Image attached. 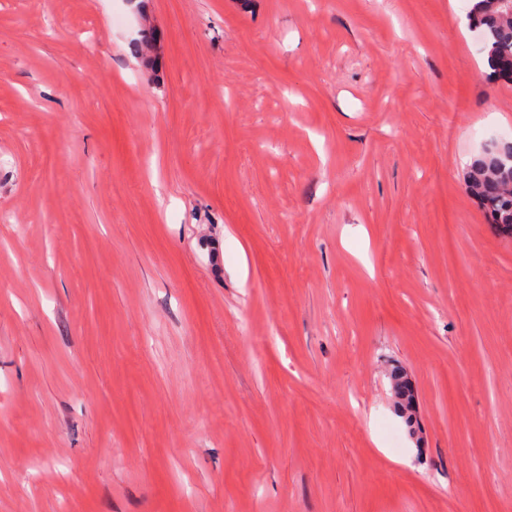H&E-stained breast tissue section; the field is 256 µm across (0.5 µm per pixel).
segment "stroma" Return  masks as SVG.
Segmentation results:
<instances>
[{
	"mask_svg": "<svg viewBox=\"0 0 512 512\" xmlns=\"http://www.w3.org/2000/svg\"><path fill=\"white\" fill-rule=\"evenodd\" d=\"M469 7L0 0V512H512Z\"/></svg>",
	"mask_w": 512,
	"mask_h": 512,
	"instance_id": "35a3bbf8",
	"label": "stroma"
}]
</instances>
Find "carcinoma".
I'll return each instance as SVG.
<instances>
[{
	"instance_id": "1",
	"label": "carcinoma",
	"mask_w": 512,
	"mask_h": 512,
	"mask_svg": "<svg viewBox=\"0 0 512 512\" xmlns=\"http://www.w3.org/2000/svg\"><path fill=\"white\" fill-rule=\"evenodd\" d=\"M469 27L479 32L482 50L490 59L492 72L485 74L491 80L505 78L509 73L507 57L512 56V10L501 0H477L468 11ZM512 160V143L498 145L491 153H484L473 160L466 173L467 186L494 223L512 235V183L496 174L499 162ZM402 400L397 409L409 427L415 431L411 390L402 389Z\"/></svg>"
}]
</instances>
